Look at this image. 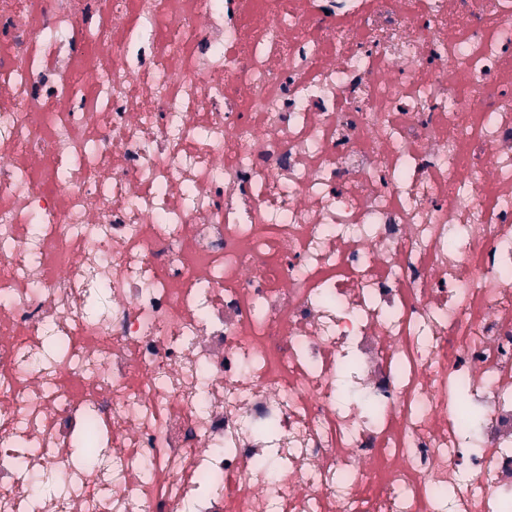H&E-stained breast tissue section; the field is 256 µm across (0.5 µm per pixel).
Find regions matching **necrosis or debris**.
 Here are the masks:
<instances>
[{
    "mask_svg": "<svg viewBox=\"0 0 512 512\" xmlns=\"http://www.w3.org/2000/svg\"><path fill=\"white\" fill-rule=\"evenodd\" d=\"M0 512H512V0H0Z\"/></svg>",
    "mask_w": 512,
    "mask_h": 512,
    "instance_id": "necrosis-or-debris-1",
    "label": "necrosis or debris"
}]
</instances>
